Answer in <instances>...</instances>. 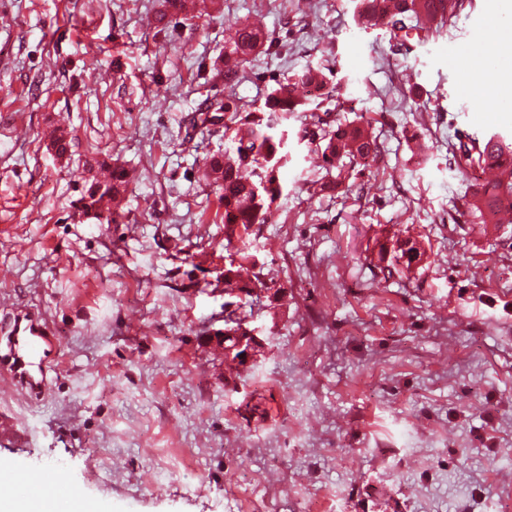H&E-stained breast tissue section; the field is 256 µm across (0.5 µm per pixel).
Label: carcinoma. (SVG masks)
Listing matches in <instances>:
<instances>
[{"instance_id": "carcinoma-1", "label": "carcinoma", "mask_w": 512, "mask_h": 512, "mask_svg": "<svg viewBox=\"0 0 512 512\" xmlns=\"http://www.w3.org/2000/svg\"><path fill=\"white\" fill-rule=\"evenodd\" d=\"M471 0H358L354 19L364 28L382 26L395 41L394 47L408 49L414 39L424 40L441 32L467 7ZM197 10L195 0H163L159 21L171 16H187ZM275 43L267 32L247 23L240 24L224 43V54L212 64L215 75L234 82L246 72L250 58ZM315 86L326 99L334 97L326 90L324 74L312 68L294 73L287 83L279 84L265 98L262 106L248 109L238 99L227 96L220 102H211L192 117L199 122L222 125L228 132L236 125L252 127L248 139L230 137L231 146L224 154L212 156L210 168L219 187L224 206V247L234 238L249 239L253 226L268 222L283 196V172L288 166V152L283 137L273 133L277 117L290 113L308 112V104L297 98L293 86ZM302 139L312 150L321 154L325 170H337L334 178L311 181L312 194L331 196L344 190L342 171L344 163L351 168L376 158L380 145L370 122L348 121L332 117L326 109L323 114L310 115L309 126L303 129ZM452 160L455 170L469 181L471 192L462 197V206L475 224H503V211L512 214V140L499 137L479 138L467 135L453 145ZM110 180L101 183L94 178L84 181L73 207L85 213H94L108 224L118 223L116 206L127 189V175L123 167L111 165ZM495 171L491 180L478 181L474 174ZM423 252L410 240H398L394 256L387 257V247L379 245V273L389 279L401 272V266L418 263ZM284 290L265 272V263L259 262L248 245L224 257V335L229 337L225 347L233 344L231 337L251 328L253 314L245 311L252 306L253 287Z\"/></svg>"}]
</instances>
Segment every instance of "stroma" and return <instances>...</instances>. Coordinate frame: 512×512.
<instances>
[{
  "mask_svg": "<svg viewBox=\"0 0 512 512\" xmlns=\"http://www.w3.org/2000/svg\"><path fill=\"white\" fill-rule=\"evenodd\" d=\"M501 5L473 0L402 55L356 0H223L162 24L159 0H0V295L61 342L42 398L0 394V463L63 460L101 512H512V223L460 216L449 166L457 136L512 137V97L488 107L465 56ZM243 22L276 42L229 84L211 64ZM304 68L331 70L383 155L351 192L310 196L322 162L303 117L280 120L284 195L252 244L287 296L229 372L209 338L224 207L201 176L226 139L187 124ZM99 152L130 175L116 224L71 207ZM397 237L422 262L374 279Z\"/></svg>",
  "mask_w": 512,
  "mask_h": 512,
  "instance_id": "35a3bbf8",
  "label": "stroma"
}]
</instances>
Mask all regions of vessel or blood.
Returning <instances> with one entry per match:
<instances>
[{
  "instance_id": "1",
  "label": "vessel or blood",
  "mask_w": 512,
  "mask_h": 512,
  "mask_svg": "<svg viewBox=\"0 0 512 512\" xmlns=\"http://www.w3.org/2000/svg\"><path fill=\"white\" fill-rule=\"evenodd\" d=\"M60 350L42 315L29 308L0 301V390L11 387L39 397L46 390L48 375ZM21 484L40 498L64 497L82 503L80 489L65 472L47 467L19 472L0 467V486Z\"/></svg>"
}]
</instances>
